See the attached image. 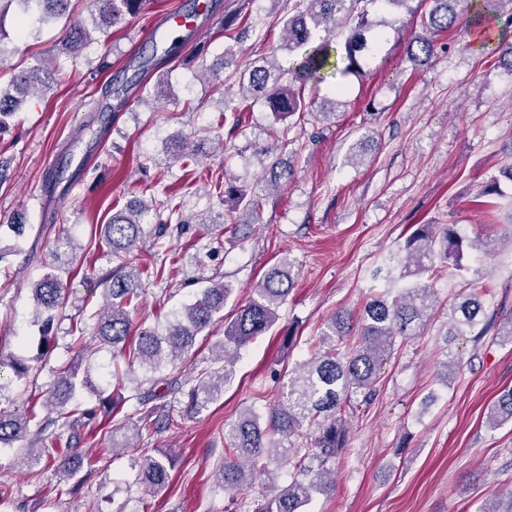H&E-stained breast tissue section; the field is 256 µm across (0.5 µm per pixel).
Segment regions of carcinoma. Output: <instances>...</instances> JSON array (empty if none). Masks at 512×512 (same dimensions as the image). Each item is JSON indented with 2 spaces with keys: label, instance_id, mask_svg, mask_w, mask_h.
<instances>
[{
  "label": "carcinoma",
  "instance_id": "obj_1",
  "mask_svg": "<svg viewBox=\"0 0 512 512\" xmlns=\"http://www.w3.org/2000/svg\"><path fill=\"white\" fill-rule=\"evenodd\" d=\"M20 7L19 35L27 31V22L37 18L46 22L58 17L67 8L68 0H6ZM150 0H95L98 15L95 29L117 25L125 16L141 13ZM301 6L291 8L282 19L283 42L262 58V64L249 71L247 83L240 86L238 96L224 100V111L240 112L260 104L279 121L290 119L314 107V101L305 95L324 81L325 71L335 66L342 75L361 76L363 63L377 54L383 39L372 15L380 8L404 6L412 0H299ZM433 7L423 16L421 31L407 35L406 53L415 64L426 67L435 57L436 37L453 28L460 19L457 6L460 0H430ZM493 15H478L471 19L472 33L483 51L491 55L504 51L512 55V43L504 46L498 41L495 24L503 21L512 25V0H485ZM92 41L84 27L68 31L58 44V51L77 55ZM50 88L41 80L39 69L22 74L12 89L0 88L1 118L14 113L22 98L30 93ZM264 189H278L281 181L291 176V164L277 154L266 152L262 161ZM512 182V166L501 172V178L490 180L480 196L505 197L500 190V179ZM233 207L224 215V222L235 223L234 213L239 209L258 213L262 196L249 192L231 180L215 185ZM152 206L141 203L128 211H118L107 224L101 225V239L110 248L112 257L120 263L101 274L104 305L94 315L95 335L112 348V360L123 357L128 367L139 366L147 374L162 367L184 362L194 346L196 336L221 318L224 303L233 289L218 283L201 290L194 300L173 313L165 331L156 328L133 327L132 313L137 299L140 270L126 261L145 235V216ZM180 203L170 197L155 213L162 227L158 236L169 230L179 232L185 221L179 214ZM175 223L170 228L168 224ZM471 246L453 224H446L436 232L434 224H419L405 239L401 249L389 256L385 269H376L375 275L385 274L392 280V269L399 266L407 277L417 281L396 291L371 298L364 306L358 321L357 340H347L353 328V317L347 311L332 315L321 328L316 351L288 371V381L282 400L268 408L266 413L249 406L231 422L225 431L224 462L219 466L220 486L225 491L239 494L232 501L234 512H306L313 496L334 489L335 473L330 462L336 459L346 443V420L342 416L347 403L354 397L369 400L376 392V383L384 361L395 350L417 335L430 319L434 302L431 276L442 264L450 261L458 273L466 271L465 253ZM295 281L287 262L274 267L253 288L252 297L239 307L232 321L224 328V341L218 351L219 359L233 364L241 357V350L259 336L266 335L278 320V309L293 290ZM33 302L43 334L52 330L55 320L62 316L68 296L63 283L54 273H46L33 284ZM485 288L471 283L468 292L461 293L448 305V336H463L474 330L482 336L496 329V335L512 343V316L494 327L487 316L484 302ZM74 359L53 369L51 383L42 407L48 414L39 419L34 405L25 409H8L10 402L5 386L0 383V445H9L24 438L30 425H37V437L49 447L18 449L17 458L28 470L49 465L73 482L74 492L87 476L77 477L73 447L58 446L62 431H71L70 439L77 438L75 428L96 422L99 413L104 417L117 416V409L134 402L140 418L135 424L112 422V453L136 447L142 434L156 432L173 424L168 415L159 413L151 405L155 390L137 386L134 393L124 396L98 398V404L84 408L70 406L77 388L85 381L79 379V361L84 350L72 343ZM229 374L211 372L205 368L189 379L184 413L194 415L206 409L224 393ZM512 421V389L503 391L487 416V424L496 428ZM292 465L288 484H275L276 466L283 462ZM137 476L130 490L137 499L154 496L164 490L171 480L174 460L171 456H147L136 462ZM267 479L268 493L259 498L248 497L259 477Z\"/></svg>",
  "mask_w": 512,
  "mask_h": 512
}]
</instances>
